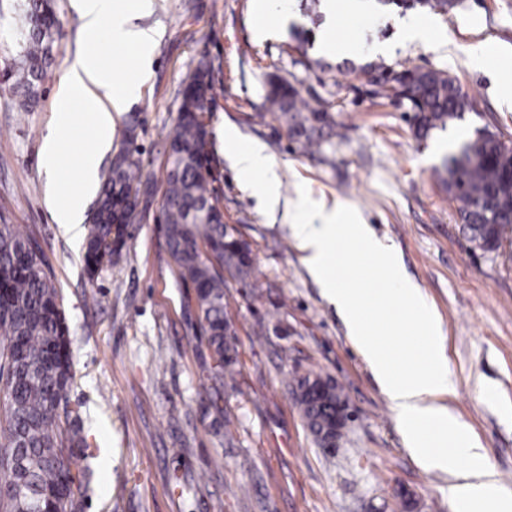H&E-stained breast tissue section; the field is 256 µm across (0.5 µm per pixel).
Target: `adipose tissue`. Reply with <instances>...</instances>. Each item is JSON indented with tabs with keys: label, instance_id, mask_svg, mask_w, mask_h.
<instances>
[{
	"label": "adipose tissue",
	"instance_id": "adipose-tissue-1",
	"mask_svg": "<svg viewBox=\"0 0 512 512\" xmlns=\"http://www.w3.org/2000/svg\"><path fill=\"white\" fill-rule=\"evenodd\" d=\"M372 2L323 0L324 51L343 58L362 51V39L338 38L336 24L344 16L370 14ZM72 6L87 34H94L104 22H111L116 39L132 48L134 68L133 77L119 84L113 81L110 67L104 66L94 54L81 51L61 81L54 105L59 121H67L71 107L80 106L88 121L85 132L95 144L93 151L83 153L77 161L76 190L65 203L51 210L56 224L77 235L82 231L81 217L87 200L98 185L102 157L111 145L113 115L123 111L137 96L140 78L152 65L155 35L128 26L132 13L147 10L148 0H72ZM224 140L232 165L244 184L261 194L269 209H276L277 176L263 146L257 142L239 145L229 130L225 131ZM296 211L303 216L293 232L304 263L342 315L354 346L389 399L414 457L425 468L457 472V483L448 489L455 512H512V492L503 488L487 467L483 448L468 427L438 402L439 396L451 390L441 326L418 288L404 275L391 245L379 239L369 225L347 223L346 212L336 208H312L301 201ZM348 244L377 260L380 287L368 290L343 276V269L349 268L350 263L340 248ZM399 306L410 311L415 327L426 339L422 366L406 374L398 370L384 331L373 325L377 319L388 321L390 310Z\"/></svg>",
	"mask_w": 512,
	"mask_h": 512
}]
</instances>
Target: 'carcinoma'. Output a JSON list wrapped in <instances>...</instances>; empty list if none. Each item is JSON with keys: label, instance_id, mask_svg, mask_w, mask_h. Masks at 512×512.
<instances>
[{"label": "carcinoma", "instance_id": "1", "mask_svg": "<svg viewBox=\"0 0 512 512\" xmlns=\"http://www.w3.org/2000/svg\"><path fill=\"white\" fill-rule=\"evenodd\" d=\"M396 6L428 7L446 13L457 0H384ZM53 5L26 0V27L13 93L28 108L48 75L58 39ZM390 86L411 113L415 135L445 128L471 107L468 95L450 74L404 67L376 77ZM218 88L212 63L201 59L182 91L176 128L168 142L166 190L162 205L163 236L181 279L190 284L200 330L217 360L205 387L207 409L216 415L220 434L224 407L219 384L234 377L231 325L224 303V273L245 280L253 267L249 244L224 224L216 189L203 173L208 132L201 115L214 103ZM266 114L286 124L291 137L309 151L336 136L320 100H306L288 81L269 84ZM512 167V140L494 132L473 154L452 153L442 166V185L474 247L496 251L512 234V189L506 185ZM143 183L140 160L123 149L102 183L89 216L84 270L94 279L118 258L130 237L140 202L132 189ZM73 379L71 340L51 267L41 243L17 224L0 223V512H77L75 488L89 480V467L78 468L73 449L89 448L69 406ZM292 392L307 429L318 444L330 432L342 436L347 424H336V410L348 403L336 384L319 373L293 379Z\"/></svg>", "mask_w": 512, "mask_h": 512}]
</instances>
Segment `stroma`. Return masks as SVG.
I'll return each instance as SVG.
<instances>
[{"instance_id": "1", "label": "stroma", "mask_w": 512, "mask_h": 512, "mask_svg": "<svg viewBox=\"0 0 512 512\" xmlns=\"http://www.w3.org/2000/svg\"><path fill=\"white\" fill-rule=\"evenodd\" d=\"M256 2L152 0L132 18V26L156 35L153 63L138 97L115 117L99 172L107 174L114 154L134 144L155 192L130 225L120 259L92 280L83 271L82 240L51 218L40 165L62 77L88 47L70 0H54L60 37L36 105L20 107L0 82V221L42 242L71 339L67 398L95 453L93 476L76 492L80 512H453L455 475L425 469L407 448L385 393L302 261L286 216L300 199L355 210L394 248L442 328L453 390L438 402L471 430L512 491V243L495 252L474 248L437 174L474 127L512 139V109L502 101L512 89V0H460L433 14L430 41L386 57L369 47L396 41L394 19L406 10L381 2L370 17L355 19L366 48L352 59L320 52L322 0H289L298 23L267 39L255 35ZM22 16L23 0H0L1 74L19 61ZM480 45L488 57L478 68L471 51ZM88 48L106 62L125 53L106 26ZM204 57L224 87L204 115L224 222L249 243L253 259L248 282L228 280L225 290L237 359L221 389L234 432L229 445L204 413L200 383L212 359L188 316L194 291L156 222L181 90ZM369 63L455 76L472 104L456 125L459 138L437 129L416 139L404 107L371 94L362 71ZM274 77L325 101L336 137L309 152L284 124L261 119ZM227 129L239 144L264 146L279 178L276 211L261 207L225 156ZM59 146L58 179L69 191L76 154L93 147L81 113ZM309 371L333 378L349 401L352 419L331 452L315 443L290 391V380Z\"/></svg>"}]
</instances>
